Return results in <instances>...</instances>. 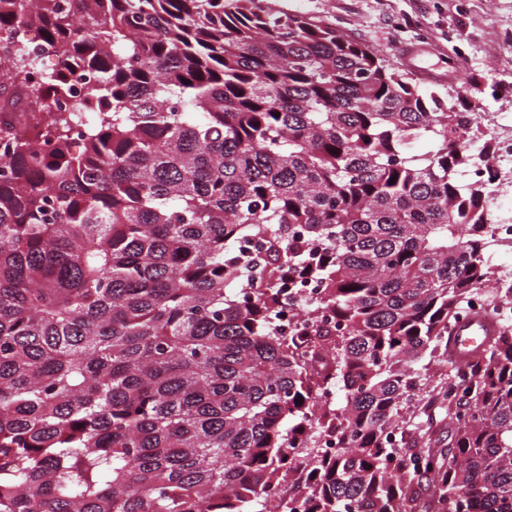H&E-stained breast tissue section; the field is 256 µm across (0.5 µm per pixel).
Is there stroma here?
<instances>
[{"label":"stroma","mask_w":512,"mask_h":512,"mask_svg":"<svg viewBox=\"0 0 512 512\" xmlns=\"http://www.w3.org/2000/svg\"><path fill=\"white\" fill-rule=\"evenodd\" d=\"M333 22L421 87L454 89L477 115H512V0H281Z\"/></svg>","instance_id":"obj_1"}]
</instances>
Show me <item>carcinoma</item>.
<instances>
[{
    "instance_id": "cac0c4a2",
    "label": "carcinoma",
    "mask_w": 512,
    "mask_h": 512,
    "mask_svg": "<svg viewBox=\"0 0 512 512\" xmlns=\"http://www.w3.org/2000/svg\"><path fill=\"white\" fill-rule=\"evenodd\" d=\"M70 2L0 0V512H264L321 435L302 512H512V321L450 345L512 298L479 117L276 0ZM497 330L498 327L495 324L482 317H475L468 321H463L458 325V329L454 333L455 346L457 343L456 336H460L459 339L461 338L464 341L465 346H475L478 337L492 336Z\"/></svg>"
}]
</instances>
